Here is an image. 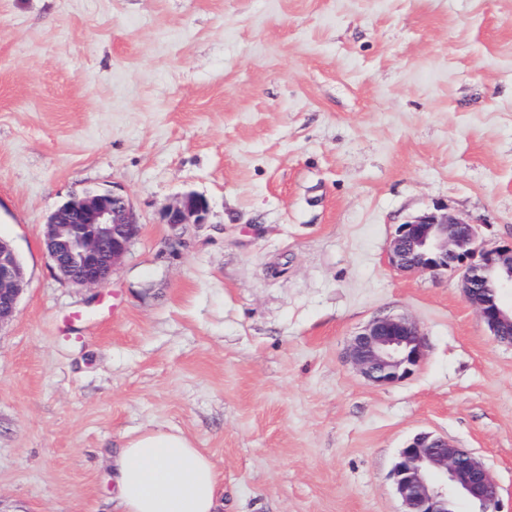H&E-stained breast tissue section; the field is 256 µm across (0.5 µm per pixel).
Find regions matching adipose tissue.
<instances>
[{"label": "adipose tissue", "instance_id": "adipose-tissue-1", "mask_svg": "<svg viewBox=\"0 0 512 512\" xmlns=\"http://www.w3.org/2000/svg\"><path fill=\"white\" fill-rule=\"evenodd\" d=\"M123 512H216L217 477L210 460L184 434L146 431L112 460Z\"/></svg>", "mask_w": 512, "mask_h": 512}]
</instances>
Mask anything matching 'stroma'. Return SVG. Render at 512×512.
Instances as JSON below:
<instances>
[{
	"label": "stroma",
	"mask_w": 512,
	"mask_h": 512,
	"mask_svg": "<svg viewBox=\"0 0 512 512\" xmlns=\"http://www.w3.org/2000/svg\"><path fill=\"white\" fill-rule=\"evenodd\" d=\"M129 196L109 281L64 280L49 213ZM206 223L173 231L183 194ZM427 211L512 239V0H0V238L28 287L0 326V512H120L112 456L180 431L220 512H402L422 431L512 504V345L457 276L388 263ZM425 357L376 386L345 349L373 317ZM208 204L195 194L184 195L177 203L168 206L163 212L165 224L183 227L190 224L206 223Z\"/></svg>",
	"instance_id": "35a3bbf8"
}]
</instances>
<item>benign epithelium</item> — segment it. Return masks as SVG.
<instances>
[{"instance_id": "obj_1", "label": "benign epithelium", "mask_w": 512, "mask_h": 512, "mask_svg": "<svg viewBox=\"0 0 512 512\" xmlns=\"http://www.w3.org/2000/svg\"><path fill=\"white\" fill-rule=\"evenodd\" d=\"M208 204L184 195L163 212L173 227L204 224ZM140 232L129 197L114 186L87 190L53 210L45 225V249L68 282L101 286L127 254ZM474 225L449 214L427 212L397 228L389 259L407 273L452 272L463 298L497 341L512 344V306L495 293H512V240L475 244ZM28 284L25 267L12 244L0 238V326L11 320ZM424 358L420 326L400 315L374 317L352 337L346 359L368 382L389 386L410 378ZM403 512H455L465 500L474 512H500V489L490 470L467 448L420 432L400 448L391 470Z\"/></svg>"}]
</instances>
